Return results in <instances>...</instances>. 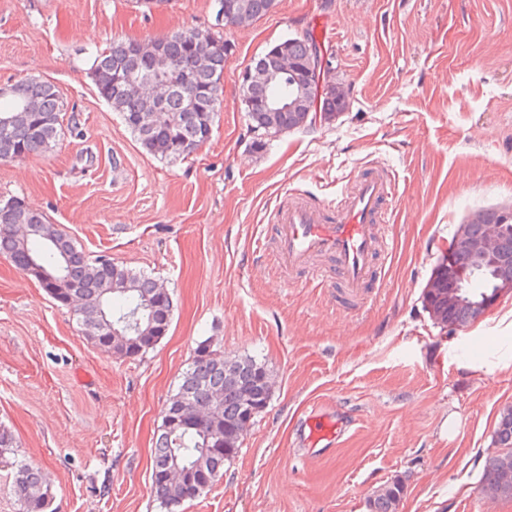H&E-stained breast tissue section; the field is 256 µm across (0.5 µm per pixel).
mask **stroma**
I'll list each match as a JSON object with an SVG mask.
<instances>
[{
    "mask_svg": "<svg viewBox=\"0 0 512 512\" xmlns=\"http://www.w3.org/2000/svg\"><path fill=\"white\" fill-rule=\"evenodd\" d=\"M207 31L231 48L210 140L168 161L141 147L93 81L115 39ZM313 31L347 109L334 121L251 130L242 75ZM53 83L64 136L0 161V205L18 197L77 247L169 289V331L117 359L71 310L0 255V423L42 468L54 512H165L151 464L165 404L199 341L264 363L267 408L206 496L181 512H369L393 480L398 512H512L481 490L512 406L506 296L466 327L434 324L422 292L457 225L512 207V0H277L246 26L219 0H0V85ZM399 181L382 287L351 300L333 279H289L255 240L284 189L322 201L368 161ZM342 425L333 448L301 425Z\"/></svg>",
    "mask_w": 512,
    "mask_h": 512,
    "instance_id": "obj_1",
    "label": "stroma"
}]
</instances>
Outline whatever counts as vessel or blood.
I'll list each match as a JSON object with an SVG mask.
<instances>
[{
	"instance_id": "vessel-or-blood-1",
	"label": "vessel or blood",
	"mask_w": 512,
	"mask_h": 512,
	"mask_svg": "<svg viewBox=\"0 0 512 512\" xmlns=\"http://www.w3.org/2000/svg\"><path fill=\"white\" fill-rule=\"evenodd\" d=\"M393 175L381 166L370 164L357 172L335 198L316 204L301 194L284 191L272 212L273 241L258 237V248H271L279 267L303 270L308 277L323 279L321 268L312 266L318 256L334 260L337 279L350 296L380 279L379 261L389 246L382 234L396 196ZM310 440L335 442L341 435L325 418L306 421Z\"/></svg>"
}]
</instances>
